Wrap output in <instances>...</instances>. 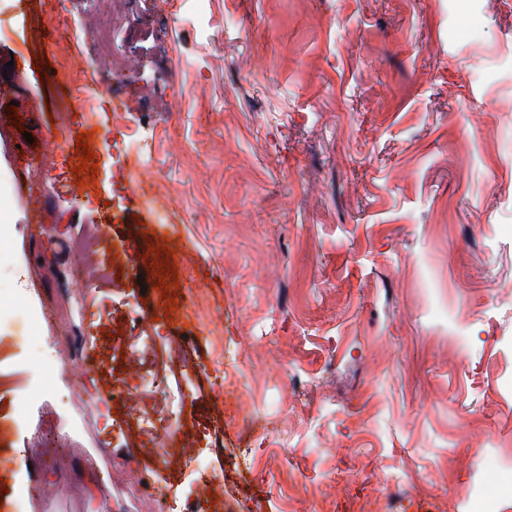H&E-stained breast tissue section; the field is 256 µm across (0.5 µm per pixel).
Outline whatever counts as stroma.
I'll return each instance as SVG.
<instances>
[{"label": "stroma", "instance_id": "obj_1", "mask_svg": "<svg viewBox=\"0 0 512 512\" xmlns=\"http://www.w3.org/2000/svg\"><path fill=\"white\" fill-rule=\"evenodd\" d=\"M2 72L0 116L26 119L0 124V306L52 312L84 367L19 423L33 353L0 334V512L17 480L50 485L32 426L66 436L42 452L70 483L28 512H198L181 435L117 395L158 372L141 407L187 394L172 417L222 512H512V0H0ZM101 91L112 111L80 108ZM143 131L151 152L125 150ZM131 447L161 502L114 464Z\"/></svg>", "mask_w": 512, "mask_h": 512}]
</instances>
